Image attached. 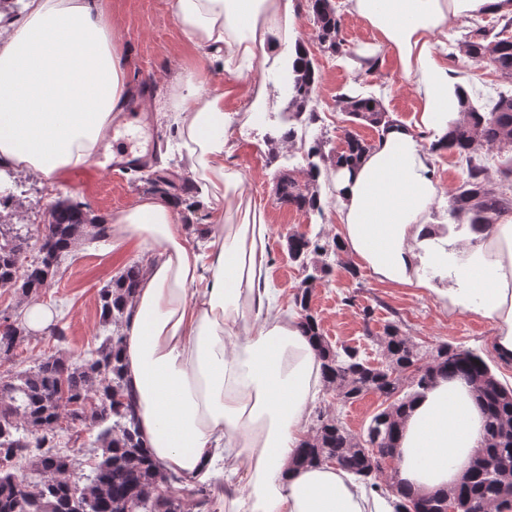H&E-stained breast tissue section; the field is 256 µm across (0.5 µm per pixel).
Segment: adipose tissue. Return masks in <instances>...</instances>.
I'll use <instances>...</instances> for the list:
<instances>
[{"label":"adipose tissue","mask_w":512,"mask_h":512,"mask_svg":"<svg viewBox=\"0 0 512 512\" xmlns=\"http://www.w3.org/2000/svg\"><path fill=\"white\" fill-rule=\"evenodd\" d=\"M412 81L414 122L385 129L358 166L335 177L336 222L345 253L383 283L428 287L449 312L490 321L494 352L512 361V219L492 229L463 225L457 246L428 214L441 194L433 154L460 110L462 82L443 54L448 26L512 12V0H348ZM168 11L201 61L234 74L225 90L203 92L180 78L165 105L180 160L198 197L219 221L202 226L212 250L201 257L181 201L163 193L112 216V246L150 250L124 328L127 382L140 434L162 473L225 478L247 493L238 512H396L405 496L446 493L463 481L484 444V413L468 386L443 377L407 404L395 453V491L355 482L333 465L300 467L299 444L321 382L316 348L297 316L280 312L268 285L265 213L226 164L233 144L224 97H267L245 63L296 51L294 0H168ZM129 56L100 0H25L0 24V167L46 179L89 165L114 113L132 90ZM454 271L453 283L425 284L423 263Z\"/></svg>","instance_id":"adipose-tissue-1"}]
</instances>
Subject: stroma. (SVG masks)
Segmentation results:
<instances>
[{"label":"stroma","mask_w":512,"mask_h":512,"mask_svg":"<svg viewBox=\"0 0 512 512\" xmlns=\"http://www.w3.org/2000/svg\"><path fill=\"white\" fill-rule=\"evenodd\" d=\"M335 2L343 18L347 44V53L343 56L321 50L314 38L308 0H294L296 36L309 48L320 74L314 93L319 120L308 128L306 138L322 139L330 150L343 145L349 130L370 142L378 138L372 127H353L346 122L336 105L340 94L374 96L381 100L393 119L402 122L413 121L420 110L414 85L400 72L386 50L378 48L374 30L365 20L349 12L345 0ZM107 10L119 31L122 47L131 58L133 96L130 104L136 110H144L146 101L164 98L169 85L186 70H195L200 87L206 92L231 83V75L222 69L220 62L197 65L194 53L168 14L166 0H107ZM371 56L379 57V67L375 73L367 75L360 67V60ZM283 61V56L278 55L260 58L254 63L255 79L264 83L268 90L259 119H251L249 101L242 95L225 97L224 111L234 131V148L227 163L242 174L248 197L265 212L270 229L267 240L269 285L279 305L289 308L307 276L305 269L288 256L289 233L299 232L312 239L333 238L337 235V224L332 178L320 176L315 185L323 204L322 212L302 211L279 200V179L290 176L297 182H305L307 168L299 147L274 138L276 131L287 128L292 110L288 97L277 89ZM448 64L461 76L477 75V82L468 85V93L475 104L485 103L495 91L512 89V84L500 78L490 64H477L460 54L449 58ZM151 119L152 129L133 127V137L144 144L150 136H157L159 147L154 161L174 169L176 181L186 180V173L177 171L176 160L170 153L174 138L163 114L152 113ZM434 164L444 197L436 201L430 216L443 223L448 218L447 197L461 184L463 172L457 157L446 150L436 152ZM142 174L139 168L107 173L89 165L68 171L53 183L21 176L17 179L14 199L0 205V215L7 222L28 225L34 231L46 223L51 205L67 196L82 203L95 218L105 220L138 197L150 194L151 189L142 181ZM147 261V255L135 245L116 249L108 241L81 243L62 260L54 286L41 291L36 300L54 311L56 326L64 328L68 336V350L79 352L98 345L99 290L126 266L143 265ZM327 262L331 272L312 284L310 307L332 347L352 346L358 348L363 357L377 359L379 348L374 338L393 321L421 350L441 343L468 348L487 362L500 383L512 384V364L497 360L491 344L494 328L487 320L466 312L448 313L427 289L380 282L366 268L356 267L349 256L331 255ZM56 350V343L49 335L25 333L13 355L0 359V378L10 379ZM382 402V397L370 393L345 404L334 392L324 390L313 407L340 417L351 433L359 435L380 410Z\"/></svg>","instance_id":"stroma-1"}]
</instances>
